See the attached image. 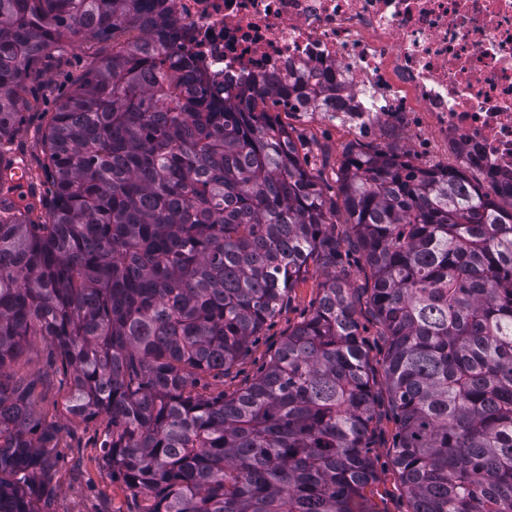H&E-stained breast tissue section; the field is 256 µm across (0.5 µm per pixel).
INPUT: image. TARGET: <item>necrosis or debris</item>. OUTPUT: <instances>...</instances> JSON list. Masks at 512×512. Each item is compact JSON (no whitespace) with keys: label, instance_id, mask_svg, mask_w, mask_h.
Here are the masks:
<instances>
[{"label":"necrosis or debris","instance_id":"4bbe7bcc","mask_svg":"<svg viewBox=\"0 0 512 512\" xmlns=\"http://www.w3.org/2000/svg\"><path fill=\"white\" fill-rule=\"evenodd\" d=\"M225 84L335 74L332 112L356 134H404L418 155L512 177V0H166Z\"/></svg>","mask_w":512,"mask_h":512}]
</instances>
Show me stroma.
I'll use <instances>...</instances> for the list:
<instances>
[{
    "label": "stroma",
    "instance_id": "35a3bbf8",
    "mask_svg": "<svg viewBox=\"0 0 512 512\" xmlns=\"http://www.w3.org/2000/svg\"><path fill=\"white\" fill-rule=\"evenodd\" d=\"M110 45L93 40H75L68 50L52 55L42 69L26 82L24 98L26 133L19 146L27 154L29 167L42 192H49L52 183L44 170V155L40 148L42 132L56 102L68 94L99 57L109 53ZM294 140L303 142L308 155V168L321 178L328 199H336L338 185L336 169L351 135L335 123L314 112L303 115L280 113ZM338 272L343 273L354 289L360 313L359 332L369 356L374 375H381V362L386 351V339L376 320L366 313L368 294L365 290L366 268L360 254L342 247ZM325 279L322 268L310 263L306 279L291 294L282 311L268 324L243 353L230 372L219 377H207L198 383L197 392L217 396L233 391L258 377L289 327L308 317L316 307L320 284ZM30 350L11 366L16 378L39 377L35 411L46 423L54 425L58 458L51 481L52 512H150L154 501L129 489L122 480L111 476L101 461V446L106 438V425L99 420H87L67 412L66 400L71 379L63 374L49 342L41 336L29 339ZM396 424L387 404H380L371 434V456L377 480L371 487L379 512H407V498L392 464L391 448Z\"/></svg>",
    "mask_w": 512,
    "mask_h": 512
}]
</instances>
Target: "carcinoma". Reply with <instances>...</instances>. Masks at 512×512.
<instances>
[{
    "label": "carcinoma",
    "instance_id": "cac0c4a2",
    "mask_svg": "<svg viewBox=\"0 0 512 512\" xmlns=\"http://www.w3.org/2000/svg\"><path fill=\"white\" fill-rule=\"evenodd\" d=\"M69 32L112 43L42 136L56 192L7 204L26 79ZM161 0H0V512H50L55 435L39 379L7 368L45 336L66 409L106 422L102 463L149 512H376L369 361L341 243L362 253L387 350L393 463L410 512H512V188L356 143L331 203L267 99L317 112L336 80L288 73L202 93ZM352 235H336L337 216ZM312 315L249 386L234 365L303 282Z\"/></svg>",
    "mask_w": 512,
    "mask_h": 512
}]
</instances>
